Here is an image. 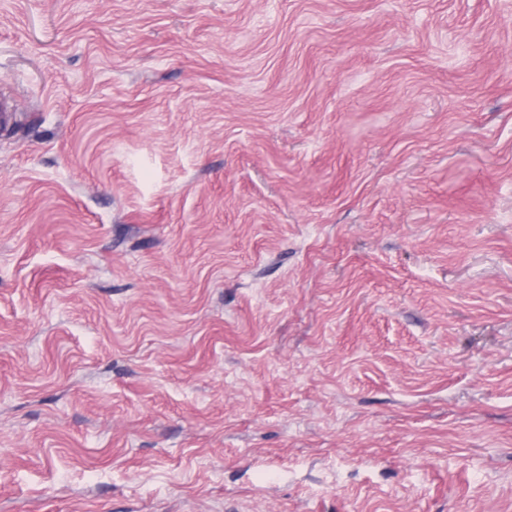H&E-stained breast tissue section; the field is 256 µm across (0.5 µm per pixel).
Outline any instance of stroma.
I'll return each mask as SVG.
<instances>
[{
    "label": "stroma",
    "mask_w": 512,
    "mask_h": 512,
    "mask_svg": "<svg viewBox=\"0 0 512 512\" xmlns=\"http://www.w3.org/2000/svg\"><path fill=\"white\" fill-rule=\"evenodd\" d=\"M0 512H512V0H0Z\"/></svg>",
    "instance_id": "1"
}]
</instances>
